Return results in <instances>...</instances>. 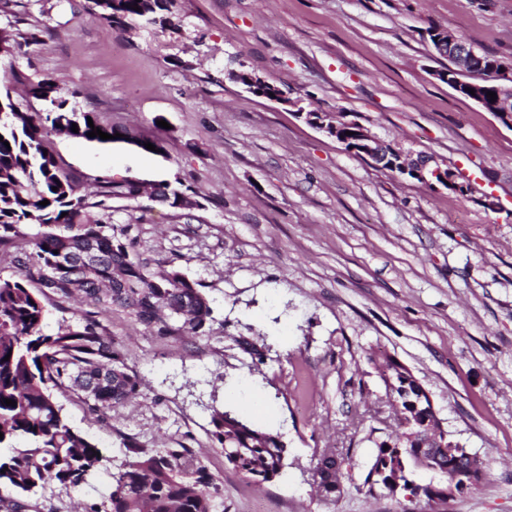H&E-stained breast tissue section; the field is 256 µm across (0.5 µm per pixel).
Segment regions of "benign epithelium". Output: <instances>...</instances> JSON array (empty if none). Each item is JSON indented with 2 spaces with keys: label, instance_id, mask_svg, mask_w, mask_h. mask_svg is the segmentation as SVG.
I'll return each instance as SVG.
<instances>
[{
  "label": "benign epithelium",
  "instance_id": "7a95c632",
  "mask_svg": "<svg viewBox=\"0 0 512 512\" xmlns=\"http://www.w3.org/2000/svg\"><path fill=\"white\" fill-rule=\"evenodd\" d=\"M432 49L436 55L448 60V68L438 72L437 76L447 81H457L461 74L478 78L482 88L497 95V99L492 103L493 114L502 124L512 129V63L501 60L485 63L483 57L476 53L473 47L446 29H437L433 32ZM286 103L295 108L297 117L336 138L337 141L349 146L351 151L372 160L377 165L388 162L393 170L403 175L411 173L421 183L431 187L439 184L444 187L461 188L453 171L434 163L429 156L410 158L404 155L355 120L347 121L332 112H308L300 99H288ZM448 458L461 463L465 483L475 485L482 481L483 468L479 455L462 451L459 444L450 440Z\"/></svg>",
  "mask_w": 512,
  "mask_h": 512
}]
</instances>
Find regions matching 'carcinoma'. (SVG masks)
I'll use <instances>...</instances> for the list:
<instances>
[{
  "mask_svg": "<svg viewBox=\"0 0 512 512\" xmlns=\"http://www.w3.org/2000/svg\"><path fill=\"white\" fill-rule=\"evenodd\" d=\"M93 3L97 15L108 22L138 18L163 31L176 28L171 0ZM28 92L47 103L44 111L23 112L9 86L0 92L5 108L0 111V246L25 236L26 225L42 227L33 239L32 263L12 278L0 277V447L12 449L9 456H0V487L19 496L47 483L77 489L103 461L101 448L67 422L53 390H72L92 411L104 413L139 395L143 385L96 320L63 322L46 332L45 308L26 283L37 282L45 295H79L98 307L127 311L161 338L202 334L212 317L198 282L176 266L154 272L126 226L112 223V202L137 201L142 186L101 176L95 191L83 193L49 150L57 133L102 144L100 137L87 136L91 126L113 136L112 127L96 112L70 103L75 93L64 91L50 74L28 82ZM74 123L76 133L71 130ZM159 195L175 209L185 191L164 183ZM44 200L49 204L41 205ZM378 374L386 393L403 409L429 421L439 440L448 438L406 367L388 358ZM7 399L16 406L6 405ZM210 426L213 444L224 449L227 464L248 483L261 485L283 473L286 445L279 434L231 409L213 410ZM407 432L398 422L393 435L375 443L365 477L369 489L383 488L396 475L399 490L416 495L412 475L420 436L410 439ZM122 445L134 454L133 460L112 476L102 506L93 504L88 512H224L213 476L189 449L136 448L126 438ZM432 464L444 470L456 492L465 490L461 470L448 468L447 449H437Z\"/></svg>",
  "mask_w": 512,
  "mask_h": 512,
  "instance_id": "1",
  "label": "carcinoma"
}]
</instances>
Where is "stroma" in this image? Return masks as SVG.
Listing matches in <instances>:
<instances>
[{
	"instance_id": "stroma-1",
	"label": "stroma",
	"mask_w": 512,
	"mask_h": 512,
	"mask_svg": "<svg viewBox=\"0 0 512 512\" xmlns=\"http://www.w3.org/2000/svg\"><path fill=\"white\" fill-rule=\"evenodd\" d=\"M163 34L99 19L91 0H11L0 30L11 66L54 75L118 133L161 137L166 152L66 136L51 148L84 186L181 181L198 209L141 198L113 213L156 271L178 265L213 309L204 335L160 338L120 310L44 297L46 329L93 312L142 377L140 395L99 416L56 391L72 426L101 448L77 490L48 484L26 512H82L143 448H189L224 512H512V129L434 76L426 31L451 29L512 60V0H172ZM245 63L287 97L343 112L404 152L433 157L469 191L431 188L359 158L247 92ZM267 344L264 362L237 343ZM405 364L449 439L486 477L446 503L368 490L376 441L395 414L370 355ZM232 405L287 444L283 476L256 487L207 430ZM335 454L341 493L315 491Z\"/></svg>"
}]
</instances>
